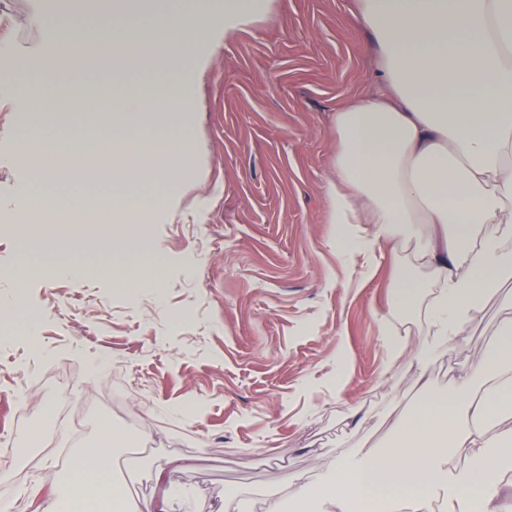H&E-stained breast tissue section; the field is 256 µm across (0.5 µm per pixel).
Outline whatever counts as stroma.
I'll list each match as a JSON object with an SVG mask.
<instances>
[{"label": "stroma", "mask_w": 512, "mask_h": 512, "mask_svg": "<svg viewBox=\"0 0 512 512\" xmlns=\"http://www.w3.org/2000/svg\"><path fill=\"white\" fill-rule=\"evenodd\" d=\"M354 0H272L269 18L228 34L201 81L189 130L200 150L206 186L175 195L147 228L152 254L86 252L103 264L139 265L153 257L161 288L120 289L88 273L17 283L22 230L0 217V302L17 301L1 324L0 437H11L12 480L0 503L36 512L22 483L53 487L65 458L95 441L102 422L134 434L112 461L114 476L140 500L155 493V473L172 457V483L191 488L181 512H260L277 491L283 512L301 504L285 475L311 478L320 463L387 443L397 414L424 400L414 368L390 364L379 315L390 314L391 272L414 279L405 251L386 255L363 275L362 256L337 255L322 186L332 165L336 107L376 88L369 34L354 22ZM37 0H0V36L9 35L12 66L31 48L56 51L60 25L105 23L106 9L45 14L43 30H9L7 16ZM23 132L0 112V203L44 165L91 151L112 171V139L54 123L45 147L20 158ZM33 335L18 331L29 317ZM392 323L426 333L422 311ZM512 320L504 294L489 296L465 328L464 353L435 356L426 375L437 388L478 366ZM40 397L19 419L18 386ZM67 398L80 424L69 440L57 429L33 442L41 399ZM358 408L361 422L345 421ZM232 501H225V492Z\"/></svg>", "instance_id": "35a3bbf8"}]
</instances>
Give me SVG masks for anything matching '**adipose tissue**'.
<instances>
[{"instance_id": "ef3b65f1", "label": "adipose tissue", "mask_w": 512, "mask_h": 512, "mask_svg": "<svg viewBox=\"0 0 512 512\" xmlns=\"http://www.w3.org/2000/svg\"><path fill=\"white\" fill-rule=\"evenodd\" d=\"M270 2L224 0L219 17L207 9L159 12L150 0H110L111 24L55 29L65 55L38 49L25 55L31 77L1 79L0 107L25 119L26 141H40L56 75L72 65L101 68L89 56L92 47L145 43L149 52L114 58L113 67L159 66L164 79L132 85L113 78V113L78 108L69 120L107 125L116 143L133 130L148 138L163 125L154 106L159 99L167 105L165 125L184 129L196 107V77L207 72L214 47L267 17ZM138 14L145 21L132 37L128 29ZM355 19L371 37L383 87L332 116L336 152L323 185L326 221L344 229L332 247L360 253L371 266L386 251L412 246L428 277L412 283L395 274L394 306L407 312L426 304L430 338L418 340L387 321L381 331L390 363L420 371L438 353L462 349L464 329L485 298L512 283V0H356ZM196 154L186 139L172 154L125 156L113 164L112 180L156 185L161 205L168 192L201 188ZM49 180L45 174L23 184L7 208L10 218L25 217L35 199L49 208L73 207L69 197L50 192ZM111 221L112 250L140 247L141 222L125 198H114ZM78 245L26 225L16 280L67 274L68 266L34 259L49 248L67 253ZM129 440L126 430L105 426L95 448L71 456L63 484L47 493L34 484L24 495L39 500L40 512H174L185 490L160 485L148 505L131 500L115 481L112 455ZM449 448L464 449L472 467L445 469ZM509 466L512 325L474 371L397 417L385 448L326 463L313 481L295 484L294 495L318 512H399L437 489L452 500L469 489L472 512H512V484L500 477Z\"/></svg>"}]
</instances>
